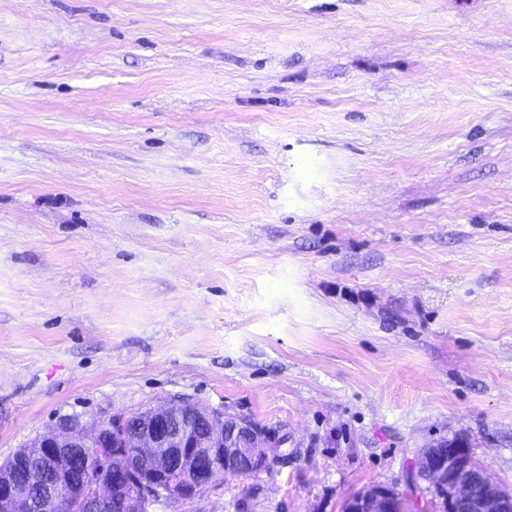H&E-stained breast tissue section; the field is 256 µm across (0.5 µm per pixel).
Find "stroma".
<instances>
[{"label": "stroma", "mask_w": 512, "mask_h": 512, "mask_svg": "<svg viewBox=\"0 0 512 512\" xmlns=\"http://www.w3.org/2000/svg\"><path fill=\"white\" fill-rule=\"evenodd\" d=\"M172 397L276 448L149 512L512 490V0H0V462ZM459 441L448 446L446 456H440L442 441L427 448L418 459L419 475L445 491L447 512H512V492L504 493L484 468L474 466Z\"/></svg>", "instance_id": "35a3bbf8"}]
</instances>
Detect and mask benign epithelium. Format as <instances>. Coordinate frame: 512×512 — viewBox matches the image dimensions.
<instances>
[{"instance_id":"obj_1","label":"benign epithelium","mask_w":512,"mask_h":512,"mask_svg":"<svg viewBox=\"0 0 512 512\" xmlns=\"http://www.w3.org/2000/svg\"><path fill=\"white\" fill-rule=\"evenodd\" d=\"M131 430L125 417L100 419L72 430L40 436L27 453L38 456L56 449L51 461L53 477L42 497L32 496L29 479L16 461L0 465V512H42L52 503L53 512H112L119 500L124 512H147L156 497L187 500L216 480V470L250 474L269 461V441L262 429L245 418L224 417L180 400L138 414ZM438 441L418 459L419 475L446 493L448 512H512V494L505 493L482 467L472 464L466 445L456 441L442 455ZM106 449L103 466L128 468L124 485L87 484L79 501L62 493L64 476L73 466L89 467L93 450ZM396 496L392 487L374 485L349 499L344 512H383Z\"/></svg>"}]
</instances>
